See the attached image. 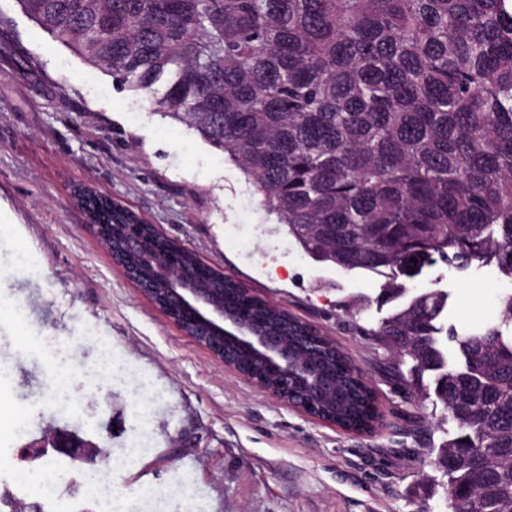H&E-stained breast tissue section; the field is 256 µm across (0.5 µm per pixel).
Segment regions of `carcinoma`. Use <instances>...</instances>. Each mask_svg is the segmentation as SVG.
<instances>
[{"label":"carcinoma","instance_id":"obj_1","mask_svg":"<svg viewBox=\"0 0 512 512\" xmlns=\"http://www.w3.org/2000/svg\"><path fill=\"white\" fill-rule=\"evenodd\" d=\"M86 63L235 161L313 260L388 277L370 335L455 426L435 466L450 512H512V292L461 336L427 269L512 280V0H16ZM108 224L141 223L112 201ZM417 262H412V259ZM224 303L320 354L336 425L381 415L327 337L224 280Z\"/></svg>","mask_w":512,"mask_h":512}]
</instances>
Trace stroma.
<instances>
[{
  "label": "stroma",
  "instance_id": "1",
  "mask_svg": "<svg viewBox=\"0 0 512 512\" xmlns=\"http://www.w3.org/2000/svg\"><path fill=\"white\" fill-rule=\"evenodd\" d=\"M77 185L332 338L373 387L382 427L345 432L225 368L113 262L70 203ZM385 282L308 257L224 152L0 0V493L43 512H448L442 494L415 490L450 426L368 334ZM433 284L462 335L498 320L512 291L476 263L438 265L415 288ZM60 429L104 446L97 497L48 449ZM22 469L59 480L46 490Z\"/></svg>",
  "mask_w": 512,
  "mask_h": 512
}]
</instances>
